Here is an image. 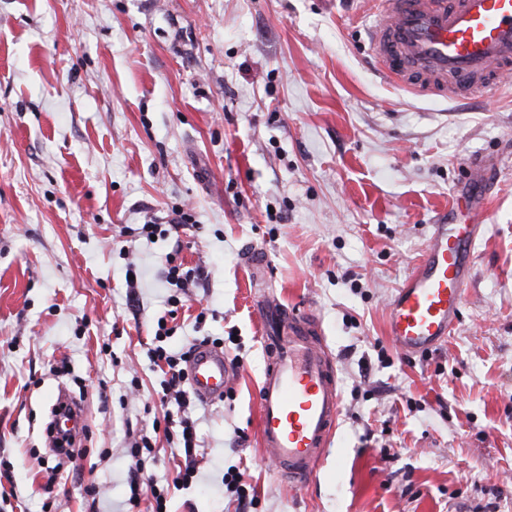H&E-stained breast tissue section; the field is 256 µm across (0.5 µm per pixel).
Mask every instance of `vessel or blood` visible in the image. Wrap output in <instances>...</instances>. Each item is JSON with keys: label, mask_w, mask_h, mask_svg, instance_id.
<instances>
[{"label": "vessel or blood", "mask_w": 512, "mask_h": 512, "mask_svg": "<svg viewBox=\"0 0 512 512\" xmlns=\"http://www.w3.org/2000/svg\"><path fill=\"white\" fill-rule=\"evenodd\" d=\"M371 56L386 78L419 94L466 100L512 75V0H373ZM440 212L422 258L393 295L387 333L411 355L442 346L453 333L471 278L482 224ZM267 364L258 388L260 446L289 484L311 481L340 414L332 354L308 312L271 294L252 304ZM195 393L222 398L237 368L223 350L198 349L188 367Z\"/></svg>", "instance_id": "1"}]
</instances>
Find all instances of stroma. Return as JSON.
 <instances>
[{
	"instance_id": "1",
	"label": "stroma",
	"mask_w": 512,
	"mask_h": 512,
	"mask_svg": "<svg viewBox=\"0 0 512 512\" xmlns=\"http://www.w3.org/2000/svg\"><path fill=\"white\" fill-rule=\"evenodd\" d=\"M369 19L368 0H0V512H151L150 493L129 503L143 435L168 512H237L235 466L251 512H512V82L416 94L377 70ZM461 195L487 206L459 323L402 354L388 305ZM176 207L192 225L138 235ZM254 246L337 362L339 419L302 488L259 446ZM172 256L204 280L168 284ZM167 314L169 350L219 339L239 366L223 400L186 409L183 487L153 427L177 410L148 357ZM62 395L84 412L72 457L47 436ZM174 424L179 428L177 448H182L186 461L184 470L178 472L175 482L187 484L192 481L195 474L196 448L199 447L195 423L189 416L183 415ZM152 444L146 435L141 436L140 441H134L129 448V456L132 460V476L129 482V488L131 491L130 502H133V506L138 503L140 499L141 485L139 481V474L143 472L145 460L143 458L144 451L149 455L152 453Z\"/></svg>"
}]
</instances>
